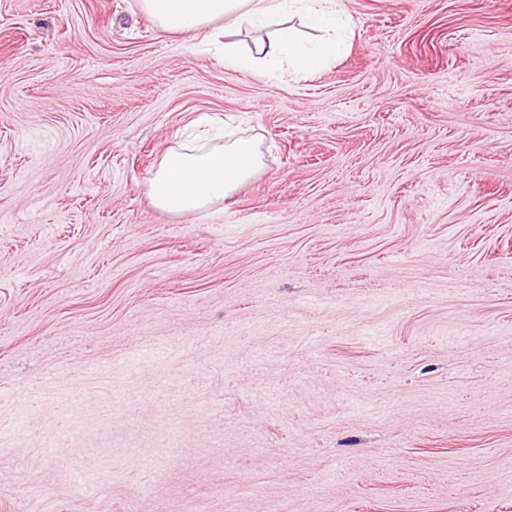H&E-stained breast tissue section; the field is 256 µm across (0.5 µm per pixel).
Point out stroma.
Listing matches in <instances>:
<instances>
[{
	"mask_svg": "<svg viewBox=\"0 0 512 512\" xmlns=\"http://www.w3.org/2000/svg\"><path fill=\"white\" fill-rule=\"evenodd\" d=\"M341 6L269 78L0 0V512H512V0ZM199 122L263 165L161 211Z\"/></svg>",
	"mask_w": 512,
	"mask_h": 512,
	"instance_id": "stroma-1",
	"label": "stroma"
}]
</instances>
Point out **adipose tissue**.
I'll return each mask as SVG.
<instances>
[{"label":"adipose tissue","instance_id":"1","mask_svg":"<svg viewBox=\"0 0 512 512\" xmlns=\"http://www.w3.org/2000/svg\"><path fill=\"white\" fill-rule=\"evenodd\" d=\"M142 11L163 30L189 33L210 29L224 39V62L251 74H268L276 61L314 71L335 56L345 28L337 0H140ZM305 13L309 24L323 31L313 44L303 43L291 28L281 26L288 13ZM269 28L268 36L247 49L226 40L227 25ZM255 141L234 139L210 147L178 146L167 150L149 183V196L170 213H201L222 201L261 167Z\"/></svg>","mask_w":512,"mask_h":512}]
</instances>
